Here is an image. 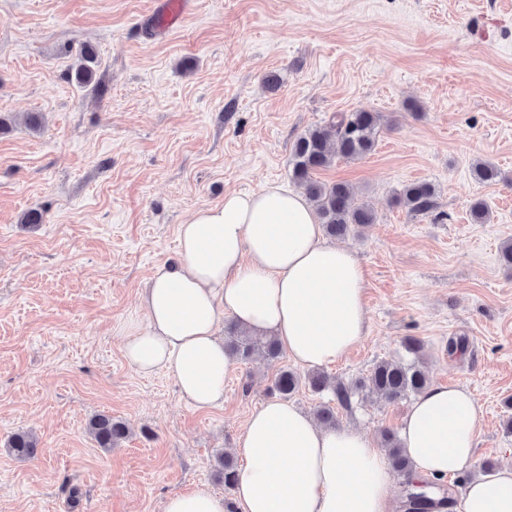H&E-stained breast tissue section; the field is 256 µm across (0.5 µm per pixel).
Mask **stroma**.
Segmentation results:
<instances>
[{
    "instance_id": "obj_1",
    "label": "stroma",
    "mask_w": 512,
    "mask_h": 512,
    "mask_svg": "<svg viewBox=\"0 0 512 512\" xmlns=\"http://www.w3.org/2000/svg\"><path fill=\"white\" fill-rule=\"evenodd\" d=\"M0 0V512H162L208 486L288 356L238 363L199 410L122 353L141 290L179 224L229 191L292 186L294 141L337 112L382 113L374 151L316 177L376 213L346 246L366 279V336L326 374L367 375L420 340L432 383L481 407L475 456L512 459V0ZM95 48L102 90L68 76ZM486 160L502 180L478 183ZM427 182L436 207L396 197ZM489 211L471 214L475 200ZM37 212L42 220L28 224ZM468 338L448 356L449 337ZM409 400H355L336 423L380 440ZM98 414L125 422L106 452ZM18 432L38 456L6 448ZM79 492L71 504L70 489ZM6 448L19 459H34L38 455L39 441L31 433H16L9 439Z\"/></svg>"
}]
</instances>
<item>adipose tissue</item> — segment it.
<instances>
[{
  "instance_id": "adipose-tissue-1",
  "label": "adipose tissue",
  "mask_w": 512,
  "mask_h": 512,
  "mask_svg": "<svg viewBox=\"0 0 512 512\" xmlns=\"http://www.w3.org/2000/svg\"><path fill=\"white\" fill-rule=\"evenodd\" d=\"M365 288L353 250L323 240L301 193L273 184L231 192L180 225L177 255L146 281L145 318L128 324L123 355L140 374L167 373L186 402L208 409L223 403L237 364L218 335L225 316L275 338L296 364L324 367L366 335ZM479 420L467 390H423L399 433L412 477L473 469ZM233 451L242 461L237 512H387L391 467L381 449L284 400L263 402ZM455 512H512V465L475 477Z\"/></svg>"
}]
</instances>
